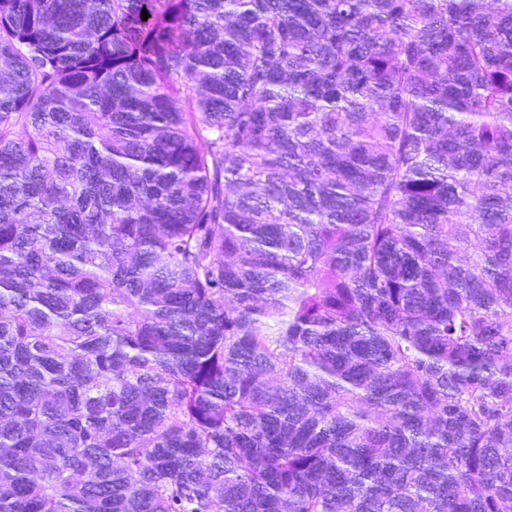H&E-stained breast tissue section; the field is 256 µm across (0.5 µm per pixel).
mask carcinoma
Masks as SVG:
<instances>
[{
    "label": "carcinoma",
    "instance_id": "carcinoma-1",
    "mask_svg": "<svg viewBox=\"0 0 512 512\" xmlns=\"http://www.w3.org/2000/svg\"><path fill=\"white\" fill-rule=\"evenodd\" d=\"M511 447L512 0H0V512H509Z\"/></svg>",
    "mask_w": 512,
    "mask_h": 512
}]
</instances>
